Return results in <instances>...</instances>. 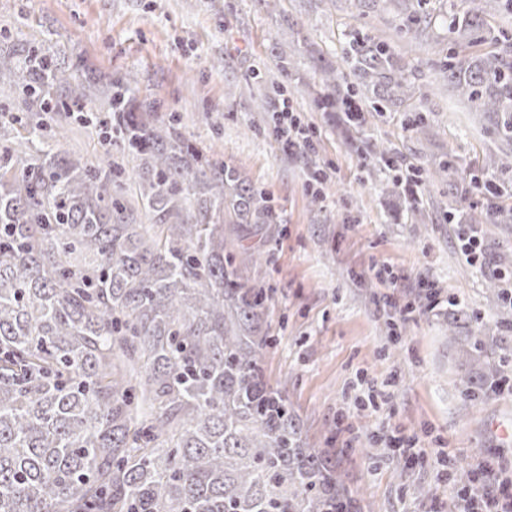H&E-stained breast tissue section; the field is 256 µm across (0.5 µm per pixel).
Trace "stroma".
Returning a JSON list of instances; mask_svg holds the SVG:
<instances>
[{
  "instance_id": "stroma-1",
  "label": "stroma",
  "mask_w": 512,
  "mask_h": 512,
  "mask_svg": "<svg viewBox=\"0 0 512 512\" xmlns=\"http://www.w3.org/2000/svg\"><path fill=\"white\" fill-rule=\"evenodd\" d=\"M395 11L380 2L360 19L351 0H280L271 13L257 0H0V51L22 65L34 47H60L93 91L95 110L104 107L112 80L137 73L140 99L274 198L284 224L250 271L270 296L268 381L285 388L310 444L339 452L363 512H424L433 504L458 512L453 486L438 483L429 467L399 462L389 438L418 436L427 452L449 449L469 467L492 454L512 463V390L471 399L457 382L459 346L449 339L447 303L400 320L383 307L389 287L368 267L393 265L401 294L410 297L420 279L434 280L468 307L485 335H499V321L512 320V310H497L487 281L495 257L512 258V219L479 225L484 260L477 267L461 255L456 227L476 212H512V198L473 194L469 207L454 210L447 182L439 181L421 210L400 201L399 177L443 162L471 171L498 143L490 120L467 111L426 54L412 52L407 36L395 32ZM351 26L390 35L397 53L418 65V83L429 92L425 128L411 126L403 112H368L359 128L348 129L339 115L314 109L313 61H334ZM288 60L301 74L288 95L314 133L307 155L283 152L261 110L266 79L279 77ZM230 85L239 93L228 101ZM61 122L69 127L62 152L92 165L111 156L128 173L118 199L131 200L136 160L117 142L103 152L96 131L61 107L48 131ZM381 142L391 146L397 167L367 173L370 147ZM316 166L329 173L317 206L307 187ZM360 372L389 394L376 410L354 405L351 385Z\"/></svg>"
}]
</instances>
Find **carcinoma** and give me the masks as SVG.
I'll use <instances>...</instances> for the list:
<instances>
[{
  "label": "carcinoma",
  "instance_id": "1",
  "mask_svg": "<svg viewBox=\"0 0 512 512\" xmlns=\"http://www.w3.org/2000/svg\"><path fill=\"white\" fill-rule=\"evenodd\" d=\"M430 0H398V29L433 40ZM512 0L458 9L434 40L431 65L472 112L494 118L509 147L481 172L512 173V31L491 19ZM26 90L30 112H51L50 90L82 112L90 87L72 79L60 51L40 47L26 66L0 53V78ZM293 66L281 68L276 111ZM415 68L380 34L344 33L336 64L320 67L322 112H419ZM138 78L112 84L103 145L122 142L138 161L134 204L114 165L58 151L32 117L26 134L0 122V512H362L336 455L302 436L285 390L264 375L272 345L264 289L246 261L262 260L283 221L275 202L226 162L193 146L151 102ZM453 166L414 181L418 209L436 179L462 201ZM151 223L141 222V214ZM488 289L506 310V279ZM462 333L457 377L466 391L498 390L509 358L496 340Z\"/></svg>",
  "mask_w": 512,
  "mask_h": 512
}]
</instances>
